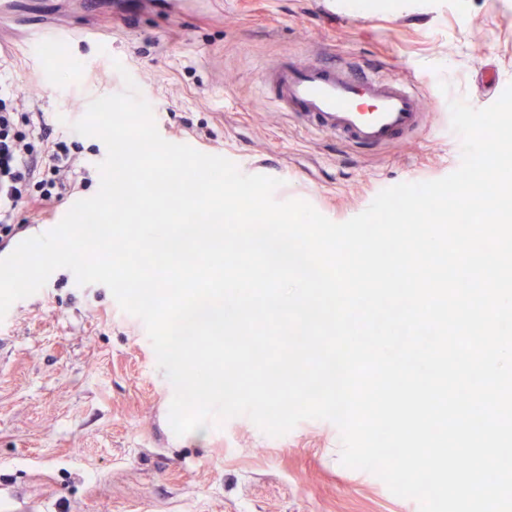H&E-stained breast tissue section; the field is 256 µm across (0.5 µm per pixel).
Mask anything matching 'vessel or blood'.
<instances>
[{
    "label": "vessel or blood",
    "instance_id": "obj_1",
    "mask_svg": "<svg viewBox=\"0 0 512 512\" xmlns=\"http://www.w3.org/2000/svg\"><path fill=\"white\" fill-rule=\"evenodd\" d=\"M261 84L281 111L357 147L403 142L429 122L422 99L405 82L359 65L288 62L263 72Z\"/></svg>",
    "mask_w": 512,
    "mask_h": 512
}]
</instances>
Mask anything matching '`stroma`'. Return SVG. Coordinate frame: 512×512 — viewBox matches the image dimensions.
<instances>
[{
	"mask_svg": "<svg viewBox=\"0 0 512 512\" xmlns=\"http://www.w3.org/2000/svg\"><path fill=\"white\" fill-rule=\"evenodd\" d=\"M72 29L83 43L44 85L29 39ZM123 72L89 69L99 41ZM328 57L377 65L417 88L421 134L360 151L290 117L259 75L280 61ZM162 138L186 139L245 174L280 179L336 223L383 189L437 180L461 163L450 103L493 104L512 84V0H223L222 12H172L169 0H11L0 13V80L29 99L52 137L54 112L122 92L125 77ZM74 88L73 97L60 96ZM140 318L69 269L0 325V494L38 512H419L374 474L340 462L341 435L307 419L280 437L247 416L175 435L174 387Z\"/></svg>",
	"mask_w": 512,
	"mask_h": 512,
	"instance_id": "35a3bbf8",
	"label": "stroma"
}]
</instances>
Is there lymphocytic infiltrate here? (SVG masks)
<instances>
[{
	"instance_id": "1",
	"label": "lymphocytic infiltrate",
	"mask_w": 512,
	"mask_h": 512,
	"mask_svg": "<svg viewBox=\"0 0 512 512\" xmlns=\"http://www.w3.org/2000/svg\"><path fill=\"white\" fill-rule=\"evenodd\" d=\"M93 171L77 164L66 141L36 126L21 94L0 86V243L21 232L19 208L40 213L63 194L89 187Z\"/></svg>"
}]
</instances>
